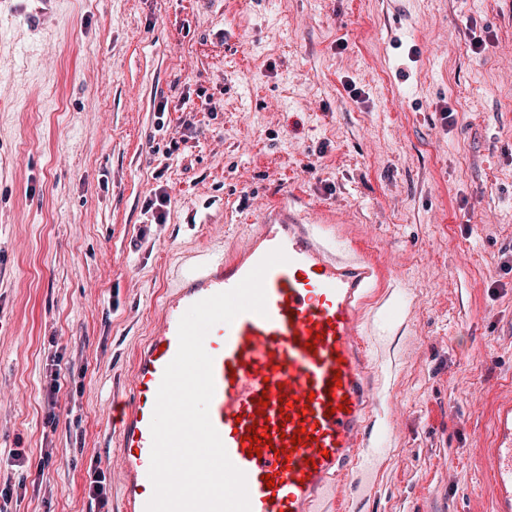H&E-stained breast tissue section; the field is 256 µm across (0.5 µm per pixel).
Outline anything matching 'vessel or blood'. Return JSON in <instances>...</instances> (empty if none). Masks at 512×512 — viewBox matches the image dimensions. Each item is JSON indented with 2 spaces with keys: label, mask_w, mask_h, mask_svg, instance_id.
<instances>
[{
  "label": "vessel or blood",
  "mask_w": 512,
  "mask_h": 512,
  "mask_svg": "<svg viewBox=\"0 0 512 512\" xmlns=\"http://www.w3.org/2000/svg\"><path fill=\"white\" fill-rule=\"evenodd\" d=\"M287 263L264 279L266 313L216 324L204 340L213 359L209 406L231 462L246 475L251 512H342V487L364 465L372 401L365 370L363 308L380 277L365 257L336 253L317 225L277 210L251 225L232 252L184 274L133 354L130 401L119 411L122 512H145L156 395L178 349V324L194 303L235 287L272 250ZM288 415H281L282 405ZM498 441L483 464L496 512H512V396L497 405ZM267 427L261 456L248 455L253 425ZM308 438L291 439L298 429ZM274 485H266V478Z\"/></svg>",
  "instance_id": "vessel-or-blood-1"
}]
</instances>
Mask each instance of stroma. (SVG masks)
I'll list each match as a JSON object with an SVG mask.
<instances>
[{
  "mask_svg": "<svg viewBox=\"0 0 512 512\" xmlns=\"http://www.w3.org/2000/svg\"><path fill=\"white\" fill-rule=\"evenodd\" d=\"M275 207L384 273L363 313L372 487L348 512H494L512 0H0L7 512H120L134 349L175 276Z\"/></svg>",
  "mask_w": 512,
  "mask_h": 512,
  "instance_id": "obj_1",
  "label": "stroma"
}]
</instances>
